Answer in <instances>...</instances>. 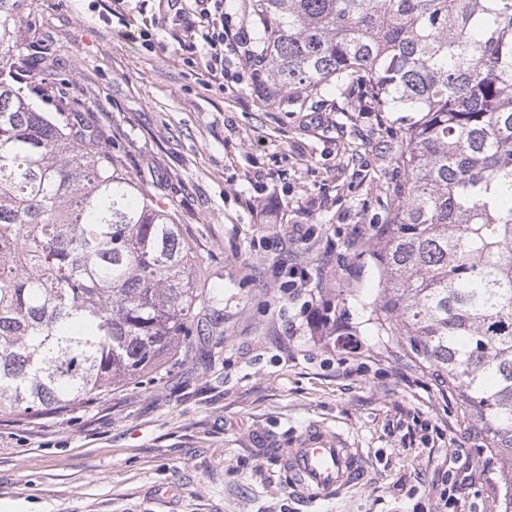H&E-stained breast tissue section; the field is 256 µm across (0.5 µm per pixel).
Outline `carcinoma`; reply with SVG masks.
Wrapping results in <instances>:
<instances>
[{
	"instance_id": "obj_1",
	"label": "carcinoma",
	"mask_w": 512,
	"mask_h": 512,
	"mask_svg": "<svg viewBox=\"0 0 512 512\" xmlns=\"http://www.w3.org/2000/svg\"><path fill=\"white\" fill-rule=\"evenodd\" d=\"M252 17L268 97L333 87L405 113L372 312L475 420L512 512V0H253ZM0 46V414L38 416L174 360L200 292L169 212L18 85L9 0Z\"/></svg>"
}]
</instances>
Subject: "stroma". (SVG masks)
I'll use <instances>...</instances> for the list:
<instances>
[{"label": "stroma", "instance_id": "35a3bbf8", "mask_svg": "<svg viewBox=\"0 0 512 512\" xmlns=\"http://www.w3.org/2000/svg\"><path fill=\"white\" fill-rule=\"evenodd\" d=\"M12 3L26 93L172 211L214 326L95 405L0 416V512H437L466 471L465 512H501L475 422L371 319L369 253L403 179L378 113L332 92L268 99L232 53L216 84L190 49L193 0ZM295 267L323 272L319 287L286 293ZM319 315L355 346L313 335ZM312 422L367 467L320 505L274 455Z\"/></svg>", "mask_w": 512, "mask_h": 512}]
</instances>
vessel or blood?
Returning <instances> with one entry per match:
<instances>
[{"instance_id": "b4317fda", "label": "vessel or blood", "mask_w": 512, "mask_h": 512, "mask_svg": "<svg viewBox=\"0 0 512 512\" xmlns=\"http://www.w3.org/2000/svg\"><path fill=\"white\" fill-rule=\"evenodd\" d=\"M277 456L290 476V487L310 503L331 500L365 478L364 457L348 437L314 422Z\"/></svg>"}]
</instances>
